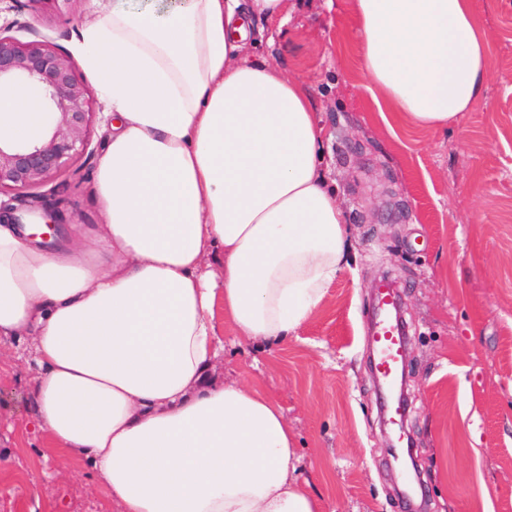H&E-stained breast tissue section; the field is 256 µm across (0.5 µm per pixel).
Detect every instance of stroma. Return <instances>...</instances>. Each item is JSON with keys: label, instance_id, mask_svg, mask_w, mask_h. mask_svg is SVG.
I'll use <instances>...</instances> for the list:
<instances>
[{"label": "stroma", "instance_id": "1", "mask_svg": "<svg viewBox=\"0 0 512 512\" xmlns=\"http://www.w3.org/2000/svg\"><path fill=\"white\" fill-rule=\"evenodd\" d=\"M103 0L54 8L0 0V25L50 40L71 58L79 24ZM492 57L484 93L448 126L384 123L360 66L352 0H287V22L249 37L254 58L305 83L329 138L323 167L351 229V266L288 343L239 336L223 309L211 373L255 384L294 432L301 480L323 512H512V0H476ZM88 151L52 185L62 220L99 234L93 193L112 117L96 103ZM398 292L407 332V409L390 451L373 370L372 308L381 281ZM0 362V512H119L91 467L33 432V340Z\"/></svg>", "mask_w": 512, "mask_h": 512}]
</instances>
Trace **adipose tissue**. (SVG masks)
<instances>
[{"label": "adipose tissue", "instance_id": "obj_1", "mask_svg": "<svg viewBox=\"0 0 512 512\" xmlns=\"http://www.w3.org/2000/svg\"><path fill=\"white\" fill-rule=\"evenodd\" d=\"M353 10L379 112L438 128L481 99L492 59L474 0ZM274 18L286 0H109L72 50L116 119L94 181L103 249L0 224V338L36 337L35 426L121 512H322L278 404L209 374L216 305L281 344L345 264L311 93L245 53L251 23ZM44 102L34 85L1 94L0 136L30 140Z\"/></svg>", "mask_w": 512, "mask_h": 512}]
</instances>
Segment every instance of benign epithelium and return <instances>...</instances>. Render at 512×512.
I'll use <instances>...</instances> for the list:
<instances>
[{
  "label": "benign epithelium",
  "instance_id": "7a95c632",
  "mask_svg": "<svg viewBox=\"0 0 512 512\" xmlns=\"http://www.w3.org/2000/svg\"><path fill=\"white\" fill-rule=\"evenodd\" d=\"M20 83L43 90L50 119L32 140L13 143L0 138V195L22 194L52 182L90 145L94 99L76 64L44 39L21 40L0 30V94ZM62 203L32 200L14 221L42 219L47 227L42 238L57 242L61 226L56 210Z\"/></svg>",
  "mask_w": 512,
  "mask_h": 512
}]
</instances>
